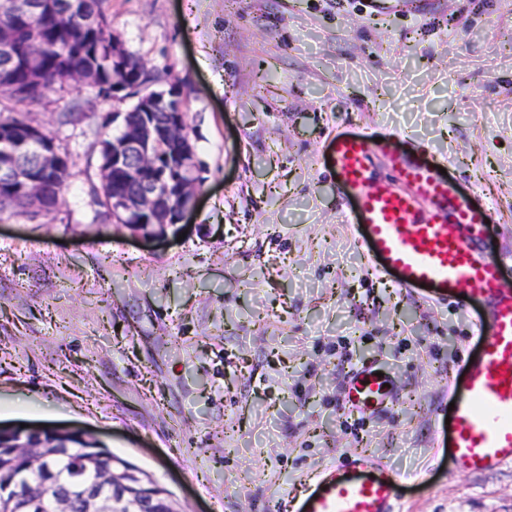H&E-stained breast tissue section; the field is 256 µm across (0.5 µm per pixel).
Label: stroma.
Here are the masks:
<instances>
[{
	"mask_svg": "<svg viewBox=\"0 0 512 512\" xmlns=\"http://www.w3.org/2000/svg\"><path fill=\"white\" fill-rule=\"evenodd\" d=\"M109 28L176 87L198 199L183 238L112 222L99 149L122 103L15 104L69 159L50 212L0 211V425L69 429L148 472L177 512H284L324 466L408 477L403 512H512V470L450 474L442 410L472 311L382 278L346 223L337 133L441 159L512 248V0H104ZM375 361L397 399L356 417ZM377 372L383 376L378 377ZM388 383V386H385ZM397 395L394 376L375 363L362 364L348 377L343 389V401L349 411L373 415L386 410Z\"/></svg>",
	"mask_w": 512,
	"mask_h": 512,
	"instance_id": "35a3bbf8",
	"label": "stroma"
}]
</instances>
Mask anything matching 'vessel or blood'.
Listing matches in <instances>:
<instances>
[{
  "mask_svg": "<svg viewBox=\"0 0 512 512\" xmlns=\"http://www.w3.org/2000/svg\"><path fill=\"white\" fill-rule=\"evenodd\" d=\"M386 155L397 184L373 183L371 159ZM336 182L352 206V224L368 256L398 288L429 302L465 296L473 307L480 348L462 366L463 383H449L448 457L457 472L512 469V250H488L483 232L495 210L477 204L440 172V162L390 150L366 133L337 136ZM397 395L391 373L369 363L347 378L349 410L373 415ZM402 479L369 456L322 469L289 512H400Z\"/></svg>",
  "mask_w": 512,
  "mask_h": 512,
  "instance_id": "obj_1",
  "label": "vessel or blood"
}]
</instances>
